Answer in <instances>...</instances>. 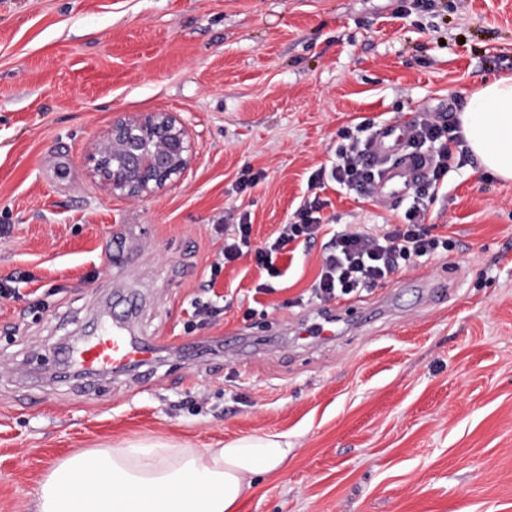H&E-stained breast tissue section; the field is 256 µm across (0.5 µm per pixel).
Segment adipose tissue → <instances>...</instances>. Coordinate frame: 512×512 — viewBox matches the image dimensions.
I'll list each match as a JSON object with an SVG mask.
<instances>
[{"label":"adipose tissue","mask_w":512,"mask_h":512,"mask_svg":"<svg viewBox=\"0 0 512 512\" xmlns=\"http://www.w3.org/2000/svg\"><path fill=\"white\" fill-rule=\"evenodd\" d=\"M460 134L481 168L512 180V77L468 98ZM282 436L239 438L221 448L164 443L74 453L41 484L36 512H235L260 474L288 458Z\"/></svg>","instance_id":"1"}]
</instances>
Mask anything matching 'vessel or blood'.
Returning a JSON list of instances; mask_svg holds the SVG:
<instances>
[{"instance_id":"1","label":"vessel or blood","mask_w":512,"mask_h":512,"mask_svg":"<svg viewBox=\"0 0 512 512\" xmlns=\"http://www.w3.org/2000/svg\"><path fill=\"white\" fill-rule=\"evenodd\" d=\"M410 134L409 125H383L377 131L371 148V159L383 163L376 194L380 201L392 206L397 205L426 171L424 162L406 149ZM156 351V341L135 339L130 336L126 324L118 322L113 324L110 331L68 350L66 359L72 366L93 377L106 372L149 366Z\"/></svg>"}]
</instances>
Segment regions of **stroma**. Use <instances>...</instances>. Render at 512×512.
<instances>
[{"label":"stroma","mask_w":512,"mask_h":512,"mask_svg":"<svg viewBox=\"0 0 512 512\" xmlns=\"http://www.w3.org/2000/svg\"><path fill=\"white\" fill-rule=\"evenodd\" d=\"M502 75L512 0H0V512H35L79 450L272 434L288 460L237 512H512V181L450 164L425 219L447 249L351 297L333 341L296 302L321 243L268 294L252 257L210 274L223 225L260 246L309 197L332 232L400 223L414 196L332 181L345 131L462 112ZM135 112L177 113L194 148L144 201L83 164ZM123 315L160 339L148 383L56 375L57 345Z\"/></svg>","instance_id":"obj_1"}]
</instances>
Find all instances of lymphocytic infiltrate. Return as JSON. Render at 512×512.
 <instances>
[{"label":"lymphocytic infiltrate","mask_w":512,"mask_h":512,"mask_svg":"<svg viewBox=\"0 0 512 512\" xmlns=\"http://www.w3.org/2000/svg\"><path fill=\"white\" fill-rule=\"evenodd\" d=\"M369 148V142L351 138L349 144L338 151L331 172L340 187L357 191L367 198L373 197L379 177L378 167L366 161ZM408 149L424 158L428 165L426 175L414 187L416 206L406 212L404 223L386 224L375 232L342 230L331 236L324 248L320 270L309 288L312 298L320 303L377 287L412 259L430 256L447 247L446 239L431 234L424 216L438 197L439 184L448 172L449 160L463 161L468 157L459 128L446 114L420 113L412 123ZM316 209V201H309L299 211L297 221L280 225L273 241L256 250L251 247L250 224L234 225L232 232L224 236L220 257L210 266L211 273H219L226 264L251 254L257 266L269 277L268 282L258 284L257 290L270 292V280L282 275L275 264L276 255L297 240L308 243L316 239L321 229Z\"/></svg>","instance_id":"1"}]
</instances>
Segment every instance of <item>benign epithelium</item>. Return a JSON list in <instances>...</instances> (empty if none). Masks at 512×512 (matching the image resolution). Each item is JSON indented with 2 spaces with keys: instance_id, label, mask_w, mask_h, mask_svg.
<instances>
[{
  "instance_id": "7a95c632",
  "label": "benign epithelium",
  "mask_w": 512,
  "mask_h": 512,
  "mask_svg": "<svg viewBox=\"0 0 512 512\" xmlns=\"http://www.w3.org/2000/svg\"><path fill=\"white\" fill-rule=\"evenodd\" d=\"M193 158L185 123L172 112H142L112 120L83 163L111 196L143 200L183 179Z\"/></svg>"
}]
</instances>
